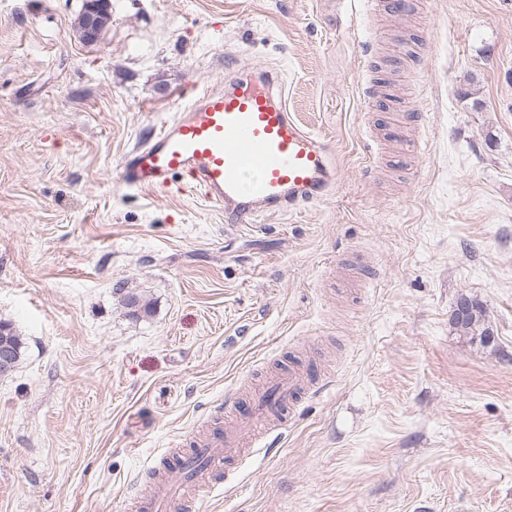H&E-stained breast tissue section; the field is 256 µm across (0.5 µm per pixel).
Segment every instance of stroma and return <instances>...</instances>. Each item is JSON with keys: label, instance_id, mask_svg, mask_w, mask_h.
I'll list each match as a JSON object with an SVG mask.
<instances>
[{"label": "stroma", "instance_id": "obj_1", "mask_svg": "<svg viewBox=\"0 0 512 512\" xmlns=\"http://www.w3.org/2000/svg\"><path fill=\"white\" fill-rule=\"evenodd\" d=\"M414 2L111 0L86 45L83 0H0V512H126L293 365L325 388L201 512H512V0ZM265 76L336 155L325 197L253 226L123 183L181 92ZM462 299L468 302L471 306V310L465 317L460 318L457 316L455 308L452 314L453 327L460 336H470L472 339L479 336L480 341L486 344L485 336H493V334L490 332L489 328L485 326L486 315L483 305L476 300L468 298Z\"/></svg>", "mask_w": 512, "mask_h": 512}]
</instances>
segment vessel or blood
<instances>
[{
  "instance_id": "obj_1",
  "label": "vessel or blood",
  "mask_w": 512,
  "mask_h": 512,
  "mask_svg": "<svg viewBox=\"0 0 512 512\" xmlns=\"http://www.w3.org/2000/svg\"><path fill=\"white\" fill-rule=\"evenodd\" d=\"M176 173L222 206L230 223L248 224L322 199L337 179V166L327 145L291 115L282 95L242 81L188 102L122 166L125 183L148 190ZM308 386V377L291 369L273 374L249 400L226 403L235 424L167 457L168 479L150 493H135V512H192L196 500L222 493L218 465L255 446L261 430L283 421Z\"/></svg>"
}]
</instances>
